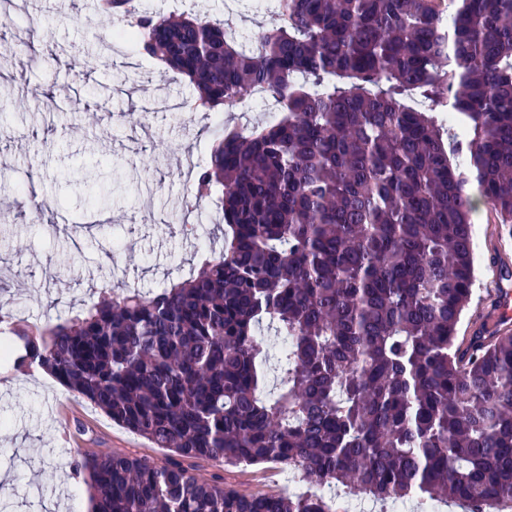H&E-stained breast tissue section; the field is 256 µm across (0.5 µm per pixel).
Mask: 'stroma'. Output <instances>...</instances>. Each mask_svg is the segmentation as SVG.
<instances>
[{
	"mask_svg": "<svg viewBox=\"0 0 512 512\" xmlns=\"http://www.w3.org/2000/svg\"><path fill=\"white\" fill-rule=\"evenodd\" d=\"M27 0L0 25V309L15 323L83 313L105 285L148 293L188 278L200 252L224 245L214 209L187 210V156L207 158L225 127L272 123L258 104L233 114L179 109L183 77L112 37L97 0ZM274 0H191L185 11L229 19L240 37L270 20ZM39 97H31V88ZM477 282L459 325L486 309L500 239L486 207L472 216ZM96 452L162 458L164 449L112 422L52 379L0 357V502L9 512H89L87 476L72 462ZM244 494L286 492L277 465L201 463Z\"/></svg>",
	"mask_w": 512,
	"mask_h": 512,
	"instance_id": "stroma-1",
	"label": "stroma"
}]
</instances>
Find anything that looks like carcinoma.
Segmentation results:
<instances>
[{
    "label": "carcinoma",
    "instance_id": "cac0c4a2",
    "mask_svg": "<svg viewBox=\"0 0 512 512\" xmlns=\"http://www.w3.org/2000/svg\"><path fill=\"white\" fill-rule=\"evenodd\" d=\"M141 54L198 106L262 92L272 125L226 131L195 176L228 227L199 272L103 288L15 335L113 422L168 450L94 454L91 512H331L324 490L512 509V334L465 356L476 281L466 183L512 230V0H276L249 49L224 23L134 11ZM268 324L278 393L260 395ZM274 463L302 494L245 495L199 463Z\"/></svg>",
    "mask_w": 512,
    "mask_h": 512
}]
</instances>
